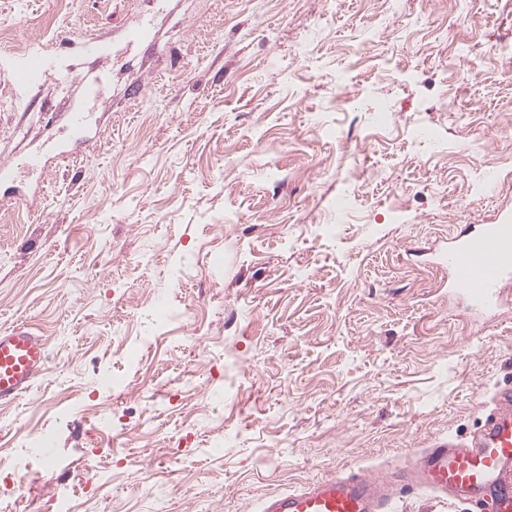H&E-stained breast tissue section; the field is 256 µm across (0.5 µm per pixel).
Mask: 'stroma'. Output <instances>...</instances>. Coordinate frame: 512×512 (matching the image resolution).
<instances>
[{
    "label": "stroma",
    "mask_w": 512,
    "mask_h": 512,
    "mask_svg": "<svg viewBox=\"0 0 512 512\" xmlns=\"http://www.w3.org/2000/svg\"><path fill=\"white\" fill-rule=\"evenodd\" d=\"M511 37L512 0H0V71L39 50L107 78L99 137L61 156L79 86L0 74V160L47 159L0 185V331L30 325L49 354L0 406V461L32 436L50 455L1 471L0 493L256 512L475 430L512 380V286L496 318L468 317L433 254L512 210V184L480 178L512 171Z\"/></svg>",
    "instance_id": "obj_1"
}]
</instances>
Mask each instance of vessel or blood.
Returning a JSON list of instances; mask_svg holds the SVG:
<instances>
[{"label":"vessel or blood","mask_w":512,"mask_h":512,"mask_svg":"<svg viewBox=\"0 0 512 512\" xmlns=\"http://www.w3.org/2000/svg\"><path fill=\"white\" fill-rule=\"evenodd\" d=\"M11 85L29 88L53 79L82 84L85 98H95L104 77L87 78L77 67L58 68L37 51L7 70ZM71 140L90 138L92 126L82 104L68 118ZM447 269L448 285L466 302L471 317L495 316L504 306L505 285L512 283V217L469 225L436 254ZM47 342L25 326L0 332V404L28 393L44 373ZM482 427L467 440L435 439L413 463L394 467L382 477L338 474L300 489L262 499L258 512H389L396 493L409 491L473 505L475 512H512V383L500 386Z\"/></svg>","instance_id":"obj_1"}]
</instances>
